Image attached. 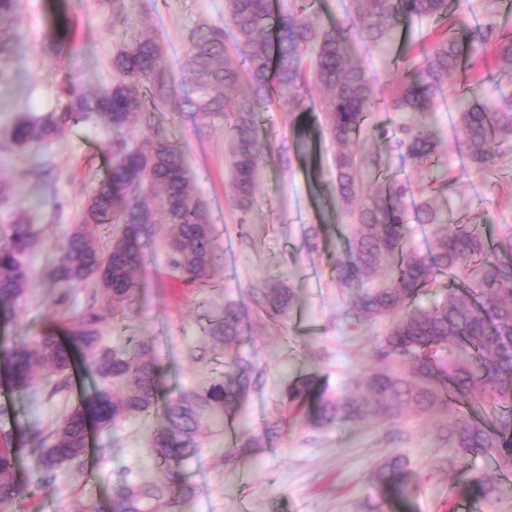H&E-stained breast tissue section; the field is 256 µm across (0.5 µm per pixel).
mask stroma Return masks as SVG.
<instances>
[{
    "mask_svg": "<svg viewBox=\"0 0 512 512\" xmlns=\"http://www.w3.org/2000/svg\"><path fill=\"white\" fill-rule=\"evenodd\" d=\"M130 13L129 28L123 31L113 26L107 0H19L5 23L12 39L9 52L0 54V177L8 179L13 197L9 206L0 207V244L19 217L29 224L34 241L25 258L32 283L7 327L13 340L22 343L50 330L69 344L72 320L91 307L102 317L103 345L129 352L147 346L167 394H191L224 370V344L207 336L205 327L223 320L225 304L250 301L253 286L286 284L294 292L287 319L258 320L242 334L241 352L250 354L263 373L261 386L239 413L246 428L231 431L218 415L202 421L194 438L198 457L177 468L180 493L173 512H368L374 501L381 502L382 512H512V473L502 474L493 459L481 456L451 465L455 451L439 438L445 412L411 411L394 425L339 420L318 428L280 405L285 386L303 376L318 377L332 391L357 389L379 368L374 348L388 327L384 319L349 324L342 318L346 297L336 284L334 265L352 240L355 223L336 191L334 148L320 129L321 112L282 108L256 113L262 147L257 202L245 214L232 189L236 113L193 118L184 112L157 113V122L185 152L191 197L210 209L216 249L205 290L186 284L172 270L165 224L150 227L138 293L128 314L113 315L94 280L75 284L52 278L88 195L106 174L113 138L139 144L150 132L139 125L116 131L93 116L60 138L20 146L10 138L14 122L53 113L64 78L90 95L112 87L119 79L113 55L144 28L164 45L162 68L183 94L192 95L188 36L201 24L222 23L224 0H134ZM457 17L462 33L489 22L512 31V6L506 4L490 15L482 0H459ZM61 20L79 48L76 60L48 50L47 32ZM432 29L430 22L409 21L385 42L356 43L353 58L378 88H388L400 75V53L428 38ZM466 79L463 73L452 77L450 90L439 95L428 116L438 147L423 163L412 162L397 146L410 117L381 105L373 109L372 124L385 128L388 137L368 136L365 149L381 155L382 168L364 171L363 183L371 192L395 182L409 184L414 201L436 197L449 223L479 226L496 239L512 232V141L499 148L492 170L470 168L455 122L454 90ZM312 231L317 246L311 250L306 237ZM72 356L56 391L41 379L32 388L15 390L0 374V401L8 400L13 408L12 419L0 420V431L17 425L23 432L48 436L88 400L101 385L93 357L78 348ZM273 416L283 417L286 429L266 442L260 435ZM162 420L159 408L105 427L88 416L86 453L59 467L47 484L36 481L41 444L28 442L18 479L31 494L0 512H113L119 485L161 477L152 435ZM248 436L258 438L257 447L225 462V448ZM396 453L407 461L409 482L402 496L388 494L373 480L374 470ZM477 471L495 479L493 501L471 491Z\"/></svg>",
    "mask_w": 512,
    "mask_h": 512,
    "instance_id": "35a3bbf8",
    "label": "stroma"
}]
</instances>
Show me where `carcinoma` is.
<instances>
[{
  "label": "carcinoma",
  "instance_id": "obj_1",
  "mask_svg": "<svg viewBox=\"0 0 512 512\" xmlns=\"http://www.w3.org/2000/svg\"><path fill=\"white\" fill-rule=\"evenodd\" d=\"M451 0H350L347 19L322 24L310 0H297L293 9L274 14L269 0H225L224 22L202 25L189 35L191 82L196 97L177 94L169 74L160 67L162 43L149 31L124 42L113 58L118 82L95 98L67 84L56 111L42 122L21 121L12 129L18 145L41 143L63 136L70 128L96 114L115 129L142 124L153 127L158 103L173 112L222 114L230 90L247 81L249 92L237 111L250 116L275 105L288 111L309 108L303 90L319 86V109L330 141L336 148V190L346 205L358 203L350 214L356 220L347 255L336 257V283L348 303L343 318L350 323L392 317L391 327L376 348L382 367L365 380L356 394L344 388L335 393L313 377L286 386L281 405L294 413L315 401L311 422L326 427L342 419L395 422L407 410L430 412L463 401L475 416L452 414L442 425L445 439L456 449L457 460L470 456L494 459L502 471H512V234L496 242L478 227L452 229L441 208L426 200L412 205L408 190L390 186L384 192H366L360 177L364 164L381 167V157L361 154L369 112L377 101L375 83L351 57L356 41L379 43L389 38L404 18L437 23L441 36L407 54L401 79L393 89L388 109L427 115L449 78L461 68L463 47L447 27L453 15ZM242 65L229 62L225 28ZM49 46L58 57L74 58L77 47L68 33L50 30ZM483 50L470 63V77L460 96L456 122L465 138L471 166L488 171L496 145L512 140V110L492 109L482 102L480 67L488 56L499 64L497 78L512 79V33L491 24L474 38ZM406 150L423 163L436 151L432 127L423 119L415 126ZM260 147L248 137L233 152V190L241 211L254 203ZM191 171L182 149L169 137L155 133L144 143L112 141L108 174L92 190L82 211V227L66 240L53 276L80 283L94 279L112 305V313H127L134 302L145 250L147 225L168 224L172 267L187 282L204 287L215 250V237L206 203L189 197ZM414 210L420 224H436L433 243L421 250L409 243L407 220ZM109 224L115 234L103 249L88 239L83 227ZM29 225L11 224L8 241L0 246V308L8 310L24 295L31 272L23 257L31 250ZM391 273L377 287L370 284L386 266ZM448 277L446 300L431 309L416 304L424 288L437 277ZM259 311L284 319L294 301L282 283L256 289ZM103 317L87 309L69 333L76 344L93 354L102 385L89 399L101 424L150 411L159 401L161 372L141 354L98 349ZM250 320L243 306L224 307V320L207 334L224 338L228 358L224 373L204 394L171 398L165 404V424L154 433V447L164 463L163 478L150 484L127 482L116 492L113 512H170L175 504L171 466L193 457L198 429L196 407L203 404L224 412L233 421L262 372L237 352L240 333ZM7 370L20 388L33 386L35 373L45 380L61 375L70 353L55 336L43 333L28 342L0 340ZM126 387L124 397L113 396L107 381ZM86 450V413L74 408L53 431L52 442L41 449L37 468L49 478ZM19 448L4 436L0 445V502L13 503L24 495L15 478ZM382 486L403 492L405 463L399 456L387 460L374 474Z\"/></svg>",
  "mask_w": 512,
  "mask_h": 512
}]
</instances>
